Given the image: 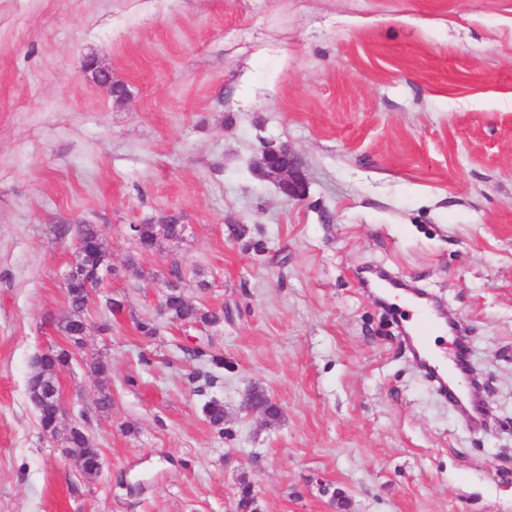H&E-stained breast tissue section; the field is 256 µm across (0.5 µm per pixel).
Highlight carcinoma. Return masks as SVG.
<instances>
[{
	"mask_svg": "<svg viewBox=\"0 0 512 512\" xmlns=\"http://www.w3.org/2000/svg\"><path fill=\"white\" fill-rule=\"evenodd\" d=\"M132 240L138 247H156L163 240L179 241L184 234V225L175 215H166L156 222H147L131 226ZM74 240L80 246L87 247L86 253L77 257V263L68 276L67 291L70 308L78 311L87 306L90 298V289L99 287L97 270L105 267L110 257L109 242L102 230L96 224L75 225ZM165 314L170 320L182 322L193 321L203 326H214L224 321V309L198 308L189 304L178 292H166ZM82 319L72 314L59 324L60 331L68 336L74 343L82 341L79 336ZM71 361V352L65 349L49 351L37 358L35 370L28 380V395L35 400L37 394L50 390H57V373L61 368L68 366ZM205 419L219 434H224V403L212 397L203 405ZM69 447L82 458V472L88 478L99 474L96 465L99 457L98 449L94 447L82 428L74 427L67 436ZM238 512H259L257 499L252 490L251 483L242 481L239 487Z\"/></svg>",
	"mask_w": 512,
	"mask_h": 512,
	"instance_id": "carcinoma-1",
	"label": "carcinoma"
}]
</instances>
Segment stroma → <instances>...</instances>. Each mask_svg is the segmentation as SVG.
<instances>
[{"label": "stroma", "mask_w": 512, "mask_h": 512, "mask_svg": "<svg viewBox=\"0 0 512 512\" xmlns=\"http://www.w3.org/2000/svg\"><path fill=\"white\" fill-rule=\"evenodd\" d=\"M265 143L298 155L304 200L254 173ZM165 215L182 240L136 250L128 226ZM64 224L110 243L84 338L110 370L59 371L52 439L27 380L69 345ZM175 260L223 324L161 314ZM371 268L466 329L489 431L433 393ZM252 388L277 421L243 407ZM77 422L93 479L66 452ZM244 480L261 512H336L337 492L345 512H512V0H0V512H235ZM68 448H73L82 458L81 470L88 478L96 477L99 469L96 465L99 457L98 449L94 447L82 428L73 427L67 436Z\"/></svg>", "instance_id": "obj_1"}]
</instances>
